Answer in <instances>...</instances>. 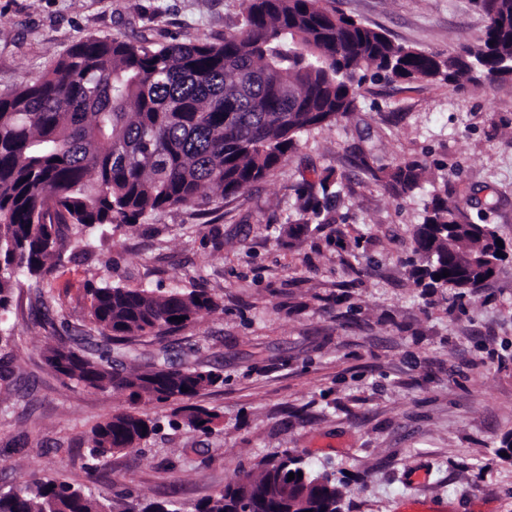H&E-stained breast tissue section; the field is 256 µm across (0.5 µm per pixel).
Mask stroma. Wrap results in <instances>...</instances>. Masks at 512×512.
<instances>
[{
    "mask_svg": "<svg viewBox=\"0 0 512 512\" xmlns=\"http://www.w3.org/2000/svg\"><path fill=\"white\" fill-rule=\"evenodd\" d=\"M392 39L448 52L477 41L473 0H321ZM241 0H0V97L49 70L76 42L125 35L161 45L217 42ZM423 162L420 195L371 175ZM331 171L346 187L331 222L297 239L293 189ZM481 213L512 245V81L455 91L426 81H366L354 112L311 131L246 194L204 211L169 209L133 226L86 230L43 288L19 272L0 343V488L33 476L82 480L85 436L130 406L47 365L52 317L85 319L88 284L205 288L222 311L169 335L184 364L216 367L196 405L211 433L163 428L112 458L116 490L182 512L240 470L283 451L346 485L343 512H512V264L480 294L422 295L405 264L422 198L435 188ZM497 192L494 210L478 201ZM425 480L413 481L415 472Z\"/></svg>",
    "mask_w": 512,
    "mask_h": 512,
    "instance_id": "obj_1",
    "label": "stroma"
}]
</instances>
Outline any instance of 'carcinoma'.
<instances>
[{
  "instance_id": "carcinoma-1",
  "label": "carcinoma",
  "mask_w": 512,
  "mask_h": 512,
  "mask_svg": "<svg viewBox=\"0 0 512 512\" xmlns=\"http://www.w3.org/2000/svg\"><path fill=\"white\" fill-rule=\"evenodd\" d=\"M480 12L481 42L448 53L397 43L320 0H241V19L220 42H77L40 78L0 98V323L17 271L45 278L84 228L118 230L149 212L200 208L209 204L206 189L225 199L246 193L287 161L303 135L351 114L369 77L453 90L512 79V0H483ZM424 173L425 165L408 161L386 174V184L411 197ZM344 188L331 173L303 182L288 237L330 223L331 202ZM497 239L493 225L475 222L448 190L437 191L413 231L411 277L428 291L476 295L487 283L483 268L508 261ZM87 295L102 344L93 352L64 338L47 346L53 371L101 392L125 390L134 404L175 402L171 416L212 432L218 415L190 400L224 383L221 370L176 366L165 351L117 369L112 345L163 336L180 326L176 318L189 322L224 305L203 288L105 282ZM158 430V420L135 407L110 415L87 435L84 480L36 477L0 491V512H180L173 502L142 506L94 492L114 454ZM291 472L302 477L291 480ZM241 476L245 484L233 479L195 512H341L344 486L288 451Z\"/></svg>"
}]
</instances>
